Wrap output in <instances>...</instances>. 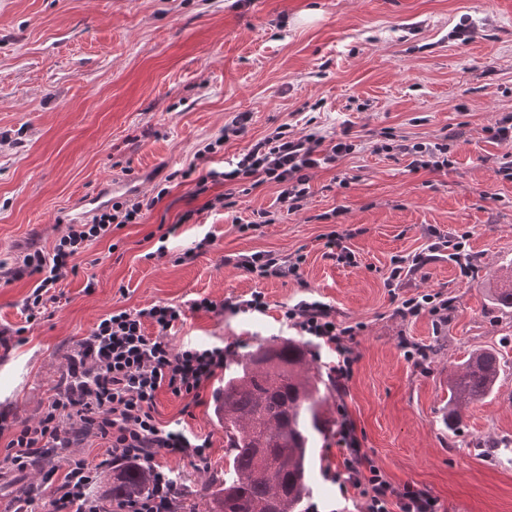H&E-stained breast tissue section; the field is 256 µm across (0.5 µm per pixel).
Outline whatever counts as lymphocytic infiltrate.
<instances>
[{
  "label": "lymphocytic infiltrate",
  "mask_w": 512,
  "mask_h": 512,
  "mask_svg": "<svg viewBox=\"0 0 512 512\" xmlns=\"http://www.w3.org/2000/svg\"><path fill=\"white\" fill-rule=\"evenodd\" d=\"M460 136V131L452 130L444 141L399 143L395 149L410 157L411 170L440 172L450 164L451 141ZM356 148L347 127L328 139L282 124L250 143L228 166L201 173L192 163L173 176L193 182L197 196L214 185H224V193L214 198L223 209L234 207L242 181L249 179L257 186L273 183L279 188V203L294 213L302 209L309 194L310 171L332 165ZM142 219L141 202L113 203L90 223L68 225L52 252L34 250L16 266L0 272V282L6 284L32 279L33 289L24 303L26 323L38 322L49 304L57 303V286L73 272L75 255ZM304 261L299 253L282 256L270 251L233 259L236 267L260 279L298 276ZM268 308L265 295L254 291L246 298L220 302L199 297L185 307L159 302L140 309H113L82 342L78 359L69 367L70 376L80 379V387L55 393L36 422L14 425L0 419V435L10 436L5 463L21 473L38 468L43 482L52 486L53 512H182L186 494L182 475L159 463L157 457L165 454L204 463L212 442L210 436L180 425L162 424L156 417V402L160 393H169L183 400L184 414H191L203 405V393L223 370L230 349L178 347L169 335L190 311L263 313ZM282 317L302 335L320 340L335 352L329 376L338 390H345L357 360L350 346L356 326L337 323L335 310L316 300L283 305ZM337 437L340 461L335 477L341 495L358 498L359 512H440L438 498L428 490L412 485L398 488L386 479L363 449L350 421H341ZM97 440L106 444L98 462L78 454V447ZM139 461L153 471L147 496L109 506L91 497L90 489L102 471Z\"/></svg>",
  "instance_id": "1"
}]
</instances>
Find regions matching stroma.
Instances as JSON below:
<instances>
[{
    "label": "stroma",
    "instance_id": "1",
    "mask_svg": "<svg viewBox=\"0 0 512 512\" xmlns=\"http://www.w3.org/2000/svg\"><path fill=\"white\" fill-rule=\"evenodd\" d=\"M463 21L474 30L465 45L450 37ZM240 112L252 116L245 136L201 168L223 166L284 123L329 138L348 126L358 147L314 170L300 212L281 209L272 183L240 194L233 211L211 208L223 185L196 197L192 184L167 176ZM508 113L512 0H0V262L14 264L31 246L51 251L83 199L149 205L142 223L75 257L50 317L24 323L32 279L0 286V328L23 330L0 352V416L37 417L113 307L262 292L265 313L191 312L172 337L242 352L262 339H300L280 306L317 299L337 321L361 326L344 407L385 477L429 490L444 512H512V368L455 430L441 418L449 367L487 346L512 361V311L488 293L512 260V179L495 174L504 148L486 132ZM457 126L463 135L442 172H413L407 156L374 150L385 130L434 142ZM188 210L193 220L180 224ZM260 210L275 223L240 232L234 217ZM174 223L177 235L162 239V226ZM332 231L350 232L355 264L326 257ZM207 233L213 246L180 261ZM439 234L465 238L478 270L461 271L443 252L386 287L393 259L424 252ZM256 251L303 254L301 280L259 279L226 262ZM436 292L448 299L446 324L396 315L403 300ZM406 340L442 350L418 367L404 355ZM212 395L205 390L189 416L181 400H157L159 421L212 438L207 467L162 459L193 489L224 474ZM315 458L310 507L354 512L331 478L336 438Z\"/></svg>",
    "mask_w": 512,
    "mask_h": 512
}]
</instances>
